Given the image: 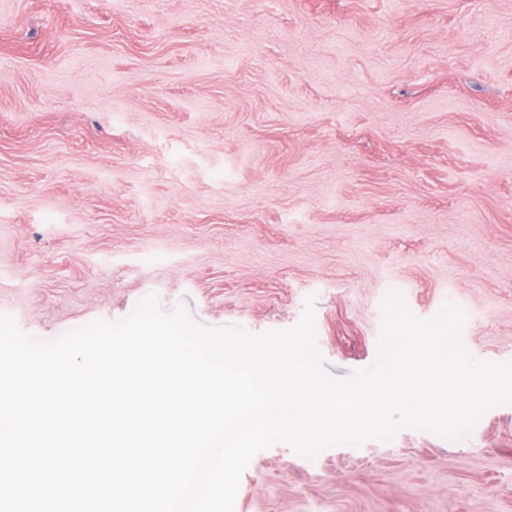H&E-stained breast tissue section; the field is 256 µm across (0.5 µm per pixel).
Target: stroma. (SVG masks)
<instances>
[{"label":"stroma","mask_w":512,"mask_h":512,"mask_svg":"<svg viewBox=\"0 0 512 512\" xmlns=\"http://www.w3.org/2000/svg\"><path fill=\"white\" fill-rule=\"evenodd\" d=\"M512 361V0H0V313L51 341L156 294L294 327L328 371L380 305ZM233 512H512V404L256 452Z\"/></svg>","instance_id":"35a3bbf8"}]
</instances>
